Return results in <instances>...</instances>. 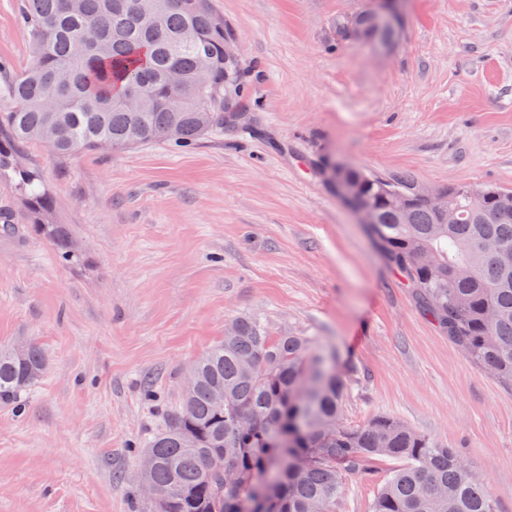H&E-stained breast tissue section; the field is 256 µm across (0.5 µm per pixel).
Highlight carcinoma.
Returning <instances> with one entry per match:
<instances>
[{
  "label": "carcinoma",
  "instance_id": "cac0c4a2",
  "mask_svg": "<svg viewBox=\"0 0 512 512\" xmlns=\"http://www.w3.org/2000/svg\"><path fill=\"white\" fill-rule=\"evenodd\" d=\"M22 22L34 62L18 75L0 73V98L10 102L0 112V176L26 197L37 231L77 262L39 175L17 163L20 147L38 141L56 156L103 141L113 150L190 147L218 124L243 122L247 76L224 63L233 29L213 23L211 0H26ZM226 99L236 111H224ZM336 182L376 202L367 232L419 309L512 389V215L490 217L500 188L450 186L459 221L448 224L409 171L346 169ZM396 192L406 195L403 212L391 205ZM333 357L315 336H272L247 315L229 322L224 339L191 366L194 386L141 443L140 469L165 497L158 512H339L347 478L372 479L382 460L395 467L370 512H495L459 449L394 416L347 424L349 383ZM45 368L35 340L1 345L0 403L22 410ZM227 464L233 484L224 483Z\"/></svg>",
  "mask_w": 512,
  "mask_h": 512
}]
</instances>
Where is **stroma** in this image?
<instances>
[{"mask_svg": "<svg viewBox=\"0 0 512 512\" xmlns=\"http://www.w3.org/2000/svg\"><path fill=\"white\" fill-rule=\"evenodd\" d=\"M24 5L0 0L11 74L33 62ZM369 5L213 0L238 35L252 123L192 149L23 145L83 259L63 262L0 179V345L30 337L47 358L24 411L0 404V512H156L130 447L241 315L332 347L350 423L390 415L459 447L512 512V391L420 311L327 171L512 190V0H406L386 46L337 33Z\"/></svg>", "mask_w": 512, "mask_h": 512, "instance_id": "1", "label": "stroma"}]
</instances>
